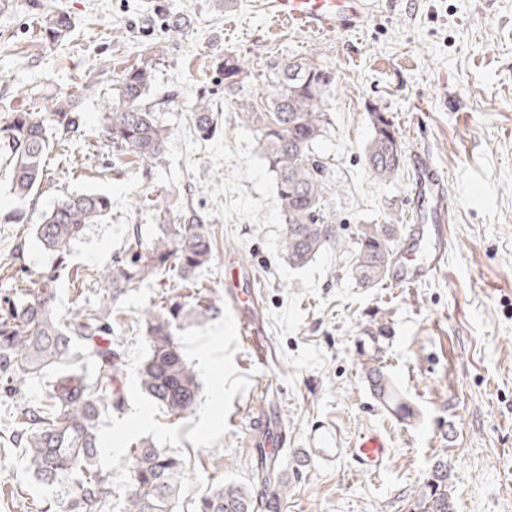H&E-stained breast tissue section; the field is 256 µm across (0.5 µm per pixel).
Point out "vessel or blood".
Listing matches in <instances>:
<instances>
[{"mask_svg": "<svg viewBox=\"0 0 512 512\" xmlns=\"http://www.w3.org/2000/svg\"><path fill=\"white\" fill-rule=\"evenodd\" d=\"M369 10L367 0H270L269 13L275 22L301 25L321 33H336L355 27ZM413 182L410 191V222L405 237L391 265L390 277L399 284L416 285L432 279L448 258V226L452 221V203L446 179L432 154L417 149L410 155ZM225 301L235 313L248 343L261 348L262 326L258 302L244 304L234 286L225 289ZM376 400L389 412L397 411L399 394L395 386L368 380ZM407 426H414L412 415L398 413ZM314 454L325 464L347 456L354 471L362 476L381 472L391 454V440L380 431L360 434L349 448H336L332 436H323Z\"/></svg>", "mask_w": 512, "mask_h": 512, "instance_id": "vessel-or-blood-1", "label": "vessel or blood"}]
</instances>
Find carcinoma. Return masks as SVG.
Segmentation results:
<instances>
[{"mask_svg":"<svg viewBox=\"0 0 512 512\" xmlns=\"http://www.w3.org/2000/svg\"><path fill=\"white\" fill-rule=\"evenodd\" d=\"M73 20L63 10L48 12L40 21L39 36L46 42L63 41ZM270 92L259 101L240 104L247 123L259 134L263 158L273 173L285 232L280 246L293 268L307 265L336 241V225L325 214L328 173L318 144L331 125L325 98L332 83L329 70L312 59L293 66L270 65ZM240 59L224 55V95L235 96L241 84ZM154 76L152 63L140 60L117 72L112 88L111 111L103 123L104 146L119 159L127 156L145 174L157 165L166 150L169 129L155 112L140 106ZM197 131L207 138L217 133L215 114L206 104L192 109ZM372 136L365 149L369 171L391 180L404 165V146L385 113H370ZM82 117L72 97H58L46 110L24 108L0 120V170L5 172L18 207L5 219L21 224L26 219L44 177L43 159L50 134L75 133ZM111 209L109 197L97 193L67 196L46 212L35 226L36 240L53 256L35 288H22L0 300V389L9 399L18 385L47 368L58 369L43 399L21 410L13 443L23 449L29 469L48 486L68 487L60 512H106L112 496V477L98 467L99 417L103 408L119 410L125 403L122 390L112 388L123 367L122 354L112 345V306L132 285L178 270L183 287L195 289L196 272L213 260L209 220L186 205L174 224H159L150 239L132 229L127 250L95 276L103 300L84 307L68 321L55 315L56 284L65 269L71 246L86 225L99 224ZM400 225L360 224L355 232L352 277L360 285L383 281L392 263L393 243ZM210 303L201 294L185 302L169 298L145 311L139 320V338L148 347L139 371L142 393L170 416L184 418L198 404L199 384L186 361L175 330L182 323L207 317ZM77 352L97 366L96 386L68 366ZM130 468L125 512H176L185 479L184 462L143 440L129 454ZM448 462H434L412 512H452L448 495ZM262 504L246 487L217 485L199 498L195 512H260Z\"/></svg>","mask_w":512,"mask_h":512,"instance_id":"1","label":"carcinoma"}]
</instances>
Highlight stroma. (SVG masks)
<instances>
[{"instance_id":"35a3bbf8","label":"stroma","mask_w":512,"mask_h":512,"mask_svg":"<svg viewBox=\"0 0 512 512\" xmlns=\"http://www.w3.org/2000/svg\"><path fill=\"white\" fill-rule=\"evenodd\" d=\"M68 12L74 28L51 45L36 34L33 0L0 9V118L76 98L84 125L57 140L49 177L27 223L0 221V297L31 286L50 256L32 227L64 196L107 195L112 209L74 243L58 282L56 312L74 317L98 301L78 292L76 272L102 270L132 227L151 236L192 203L209 220L214 258L197 274L216 313L177 335L200 383L199 403L177 420L138 387L147 355L135 328L161 294L180 298L176 272L129 288L115 340L124 353L126 404L99 427V466L112 476L109 512H124L130 448L144 437L182 456L188 468L177 512H193L211 485H251L253 418L276 409L288 431L279 464L282 512H411L436 459L451 470L454 512H512V0H374L359 27L321 34L272 25L267 0H43ZM183 21L167 30L164 15ZM238 56L242 99L266 95L268 67L310 55L334 81L326 96L330 130L318 152L329 168L325 212L338 244L295 269L284 259V224L259 136L224 97L225 53ZM152 58L155 79L141 104L170 130L161 164L144 178L138 163L112 158L101 143L105 103L122 67ZM207 100L219 133H196L191 110ZM389 116L405 151L428 149L448 184L454 217L448 260L424 286L386 280L367 288L351 275L354 232L393 218L408 222L411 169L392 181L368 170L370 112ZM157 206L135 210L143 194ZM23 254H16L18 242ZM245 264L259 291L269 352L257 362L224 304V276ZM382 371L418 414L405 428L367 390ZM378 429L393 448L375 477L348 459L306 458L319 435L345 448ZM20 489L21 499L11 490ZM67 490L38 481L23 454L0 465V512L62 501Z\"/></svg>"}]
</instances>
